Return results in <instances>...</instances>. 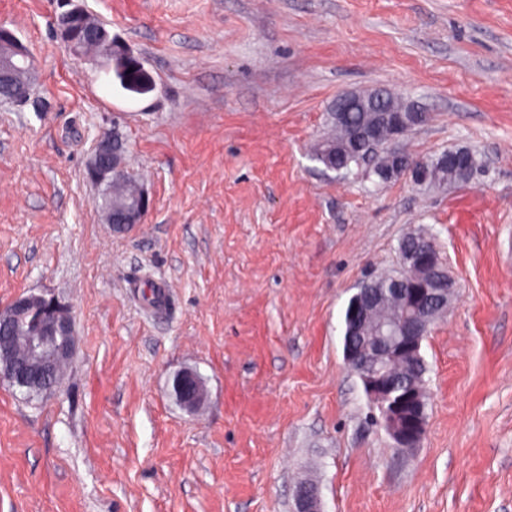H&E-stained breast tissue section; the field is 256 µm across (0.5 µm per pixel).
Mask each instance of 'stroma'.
<instances>
[{"instance_id":"obj_1","label":"stroma","mask_w":512,"mask_h":512,"mask_svg":"<svg viewBox=\"0 0 512 512\" xmlns=\"http://www.w3.org/2000/svg\"><path fill=\"white\" fill-rule=\"evenodd\" d=\"M59 2L0 0L36 75L0 109V306L55 297L76 336L56 390L0 379V512H291L305 479L324 512H512V0H84L108 59L68 50ZM381 86L431 115L409 152L468 148L478 174L313 160L336 95ZM114 129L152 200L122 235L86 176ZM410 230L457 289L405 452L344 364L342 313ZM185 370L194 413L172 395ZM197 374L193 371H183L174 379V392L177 401L188 411H194L205 398L198 388Z\"/></svg>"}]
</instances>
